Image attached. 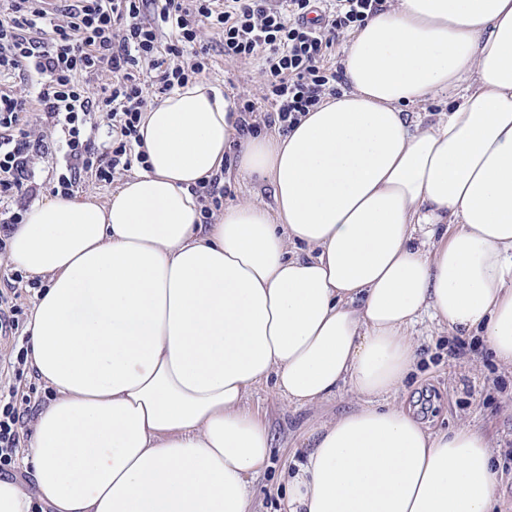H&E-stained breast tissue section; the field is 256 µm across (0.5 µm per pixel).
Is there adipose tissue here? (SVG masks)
<instances>
[{
    "mask_svg": "<svg viewBox=\"0 0 512 512\" xmlns=\"http://www.w3.org/2000/svg\"><path fill=\"white\" fill-rule=\"evenodd\" d=\"M342 66L285 134L239 136L220 88H177L141 116L148 169L13 230L7 263L49 281L28 358L55 396L0 512H252L262 382L357 399L311 431L286 512H491L492 438L433 432L398 395L425 316L512 368V0H390ZM445 91L436 124L406 112ZM230 151L274 204L203 223L193 188Z\"/></svg>",
    "mask_w": 512,
    "mask_h": 512,
    "instance_id": "ef3b65f1",
    "label": "adipose tissue"
}]
</instances>
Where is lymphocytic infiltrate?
I'll return each mask as SVG.
<instances>
[{
    "label": "lymphocytic infiltrate",
    "mask_w": 512,
    "mask_h": 512,
    "mask_svg": "<svg viewBox=\"0 0 512 512\" xmlns=\"http://www.w3.org/2000/svg\"><path fill=\"white\" fill-rule=\"evenodd\" d=\"M11 0L0 15V75L36 80L33 95L0 91V203L18 195L60 134L63 162L54 194L72 196L81 174L112 186L133 163H145L138 125L159 95L209 74V36L224 38V56L261 62L262 96L238 95L239 134L262 127L287 133L334 91L342 70L330 62L344 33L361 27L382 0H335L323 24L309 20L314 0ZM267 104L255 120L258 104ZM111 140L98 147L94 116Z\"/></svg>",
    "instance_id": "obj_1"
}]
</instances>
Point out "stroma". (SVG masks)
I'll use <instances>...</instances> for the list:
<instances>
[{"instance_id": "obj_1", "label": "stroma", "mask_w": 512, "mask_h": 512, "mask_svg": "<svg viewBox=\"0 0 512 512\" xmlns=\"http://www.w3.org/2000/svg\"><path fill=\"white\" fill-rule=\"evenodd\" d=\"M212 56L209 82L229 97L239 93L259 95L258 63L227 61L218 44ZM62 161L58 147L50 146L23 194L12 199V206L28 209L49 197L53 172ZM224 186L225 205L272 202L270 186L240 176L230 156L224 161ZM416 339L417 360L406 382V397H428L430 405L423 418L431 429L446 430L469 422L493 436V464L502 476L496 509L512 512V369L498 364L481 340L475 347L458 352V338L428 320L419 324ZM352 401L351 392L344 387L318 408H299L268 386L253 389L249 405L270 422L274 434L271 464L251 481L254 512H283L288 492L285 478L306 453L312 428L319 420L349 407Z\"/></svg>"}]
</instances>
